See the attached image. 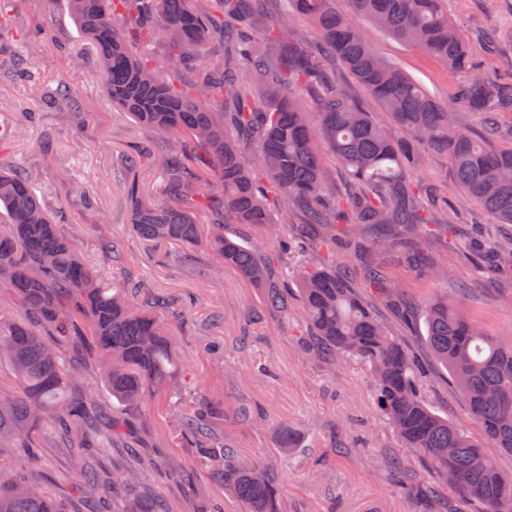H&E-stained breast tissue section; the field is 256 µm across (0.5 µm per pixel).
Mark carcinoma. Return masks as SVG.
Masks as SVG:
<instances>
[{"instance_id":"1","label":"carcinoma","mask_w":512,"mask_h":512,"mask_svg":"<svg viewBox=\"0 0 512 512\" xmlns=\"http://www.w3.org/2000/svg\"><path fill=\"white\" fill-rule=\"evenodd\" d=\"M9 2L0 0V47L18 40L7 26ZM444 2L267 0L276 21L265 26L256 0H68L75 23L98 50L112 103L176 156L165 169L167 202L146 204L129 185L132 232L183 250L206 246L220 260L214 272L234 268L262 290L268 312L284 318L293 297L281 273L291 271L299 285L305 349L318 359H356L369 367L380 415L407 451L459 495L463 508L457 512H512V479L503 477L481 443L425 402L414 357L373 317L350 271L355 258L366 287L389 302L398 301L399 284L384 279L372 262L378 251L436 279L448 277L434 250L452 224L448 213L437 211L438 187L412 173L424 152L448 155L458 186L497 223L512 224V145H494L500 114L512 112V82L473 61ZM296 16L313 21L319 44L296 36ZM361 18L465 74L451 100L438 103L385 60L362 35ZM158 40L164 43L160 59L148 51ZM331 58L391 114L394 127L379 125L326 75ZM301 89L312 96L309 111L295 98ZM460 104L481 114V133L462 128ZM323 149L350 176L343 195L324 179ZM259 176L268 178L263 193ZM272 202L280 223L291 228L278 251L224 234L226 224L269 234ZM0 208L8 217L0 224V298L8 296L24 312L16 318L0 306V366L14 384L10 392L0 390V447H32L37 429L47 423L58 427L65 448L125 443L128 412L143 413L148 398L174 397L184 389L182 366L158 316L173 301L142 291L136 302L127 286L105 283L74 240L59 232L25 168L0 164ZM201 212L218 216L208 230L197 220ZM448 248L459 256L484 252L494 269L512 258L511 241H450ZM402 313L424 319L433 357L462 392L472 419L497 448L512 454V340L488 335L446 296L404 304ZM81 320L115 400L97 426L90 420L94 397L72 394L79 373L63 366L65 346L80 334ZM254 420L249 406L201 397L176 416L172 437L242 512H287L268 467L244 457L225 433L230 424L246 427ZM278 447L292 452L297 433L282 428ZM81 471L77 491L91 505L127 486L122 471L109 472L87 456ZM0 512L65 509L21 464L8 475L0 472ZM121 512L166 507L130 493Z\"/></svg>"}]
</instances>
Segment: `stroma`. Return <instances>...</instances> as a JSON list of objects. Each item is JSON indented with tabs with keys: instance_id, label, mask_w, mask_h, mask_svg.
<instances>
[{
	"instance_id": "stroma-1",
	"label": "stroma",
	"mask_w": 512,
	"mask_h": 512,
	"mask_svg": "<svg viewBox=\"0 0 512 512\" xmlns=\"http://www.w3.org/2000/svg\"><path fill=\"white\" fill-rule=\"evenodd\" d=\"M448 17L469 46L475 61L502 72L512 71V0H447ZM14 29H42L46 39L19 45L29 77L12 69L11 54L0 56V158L24 164L36 192L55 214L63 233L83 259L104 278L140 281L189 304L183 314L167 310L163 318L189 378L210 396L251 405L257 424L229 429L244 453L261 458L274 473L288 512H438L456 508L457 495L434 482L425 466L407 455L401 441L376 408L371 372L355 361L330 363L305 355L297 330L299 316L264 312L260 293L233 269L212 272L215 256L199 250L183 265H164L152 244L130 229V206L124 186L136 181L143 201L166 199L161 168L169 155L166 142L154 139L122 108L113 105L100 77L97 50L75 24L67 0H13ZM359 26L378 52L420 83L436 101H447L460 77L425 52L388 36L367 20ZM494 31L487 45L480 35ZM77 91L75 108L60 111L53 101L60 90ZM149 160L136 175L124 167L133 151ZM416 175L440 186V206L454 213L452 232L460 240L512 238V224H498L481 203L458 186L446 155L421 154ZM122 239L123 265L112 260V240ZM450 277L433 279L393 260H385L388 278L415 300L430 301L440 289L458 300L461 314L494 337L512 336V266L479 275L472 265L445 253ZM378 321L398 336L428 375L425 401L449 422L473 436L481 430L469 416L463 395L447 371L437 366L426 343L425 325L406 326L390 306L377 303ZM66 366L83 369L80 391L95 393L97 407L108 411L112 397L97 377L88 337H76L65 355ZM174 402L158 398L150 415L132 414L136 442L130 448H103L107 465L126 471L140 495L165 500L170 512H190L197 487H207L217 512H240L235 498L211 482L184 448L168 441ZM293 428L301 447L291 455L277 447L282 427ZM36 459L28 472L43 490L62 497L66 512H77L70 488L79 474L73 449L60 447L53 427L38 432ZM402 458V475L412 487L401 493L386 463ZM182 473L173 479L171 469Z\"/></svg>"
}]
</instances>
